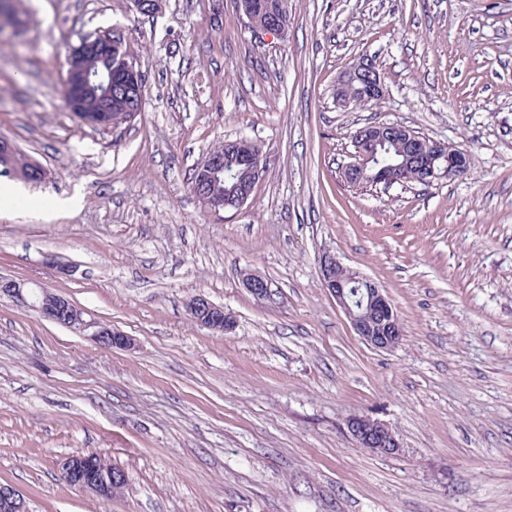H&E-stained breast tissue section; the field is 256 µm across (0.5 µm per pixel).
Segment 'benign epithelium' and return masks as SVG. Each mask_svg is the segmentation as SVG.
I'll return each instance as SVG.
<instances>
[{
	"label": "benign epithelium",
	"mask_w": 512,
	"mask_h": 512,
	"mask_svg": "<svg viewBox=\"0 0 512 512\" xmlns=\"http://www.w3.org/2000/svg\"><path fill=\"white\" fill-rule=\"evenodd\" d=\"M287 26L283 20L274 16L265 24L252 29L253 36L262 40L269 35L283 36ZM103 54L110 61L104 82L110 91L122 97L127 110L138 113L142 109L144 90L140 86L142 72L140 60L134 58L126 47L123 30L114 26L96 31L84 37L71 49L68 68L63 82L68 97L69 110L73 113L84 112V97L94 83L96 74L84 64V59ZM337 85L349 88L357 86L364 105H374L381 101L386 87L380 76L372 71L364 58H360L344 70L337 79ZM405 126L382 122L371 124L355 133L358 142L354 143L355 161L347 164L354 170L363 169L369 161L360 146V141L373 142ZM408 157L413 160L424 180L434 183L443 178L461 176L469 165L466 151L449 143L431 140L427 147L418 145L417 139L409 136L406 141ZM241 164L252 173L249 183L239 189V202L228 205L220 196H201L199 201L205 212L218 215L225 210L239 209L254 190L263 171L254 158L245 156ZM200 176L206 180L218 179L224 175V160L213 154L205 157L199 164ZM320 277L322 285L336 300L338 306L349 319L356 334L368 345L378 350L389 351L399 346L404 337L403 325L392 306L390 299L374 282L361 272L344 265L333 254H325L320 259ZM245 287L259 300L270 298L271 291L266 280L253 273L244 276ZM7 296L17 303L38 312L42 317L65 326L105 348L128 349L131 338L112 329L98 319L88 318L81 310L72 307V303L60 294L51 292L30 282L0 278V297ZM190 318L205 327L217 331H229L233 328V318L224 312V308L197 296L187 306ZM344 431L357 447L367 448L380 455H396L401 444L394 429L387 423L366 415H353L344 423ZM104 459L97 455L70 456L61 463L60 472L72 486L88 489L102 499L112 498V484L115 476H99L93 480L88 476L103 469ZM0 512H30L27 501L17 490L0 486Z\"/></svg>",
	"instance_id": "obj_1"
}]
</instances>
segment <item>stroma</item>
Segmentation results:
<instances>
[{
    "mask_svg": "<svg viewBox=\"0 0 512 512\" xmlns=\"http://www.w3.org/2000/svg\"><path fill=\"white\" fill-rule=\"evenodd\" d=\"M0 34V139L46 171L0 207V276L31 280L129 336L107 349L0 297V485L32 512H512V0H290L256 41L237 0H19ZM113 25L145 106L102 129L65 106L72 45ZM386 85L337 106L359 58ZM394 122L467 150L429 186L355 189L353 135ZM247 139L265 171L237 210L188 188ZM331 252L384 288L403 343L373 349L322 286ZM255 273L271 297L257 300ZM202 295L235 320L194 323ZM390 423L394 456L344 422ZM94 451L127 484L60 479Z\"/></svg>",
    "mask_w": 512,
    "mask_h": 512,
    "instance_id": "1",
    "label": "stroma"
}]
</instances>
